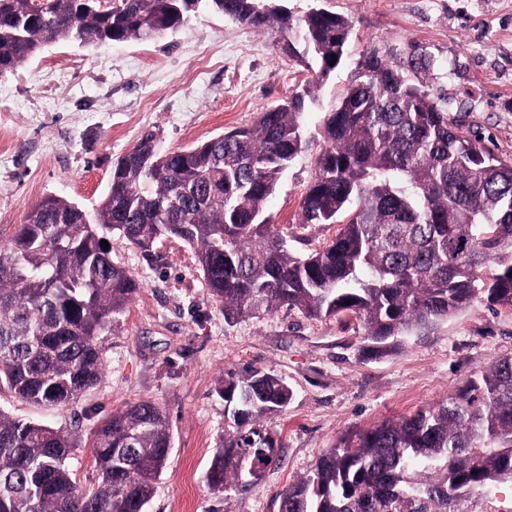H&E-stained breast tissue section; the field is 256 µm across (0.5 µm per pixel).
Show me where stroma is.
<instances>
[{
	"label": "stroma",
	"instance_id": "obj_1",
	"mask_svg": "<svg viewBox=\"0 0 512 512\" xmlns=\"http://www.w3.org/2000/svg\"><path fill=\"white\" fill-rule=\"evenodd\" d=\"M352 20L341 65L316 88L301 117L308 147L283 172L267 203L276 227H295L315 174L320 126L342 97L360 56L374 47L418 44L433 59L421 80L448 99L451 115L512 157V0H323ZM314 74L288 56L277 28L254 30L203 11L152 41L81 48L53 43L0 76V245L41 198L95 207L116 159L145 131L166 150L249 127L260 112L302 91ZM113 260L142 287L101 336L105 375L81 400L48 408L0 394V409L75 436L71 468L80 486L98 475L89 445L113 411L151 399L166 412L172 450L146 512H279L280 494L313 469L341 436L413 414L447 397L475 371L512 357V309L482 301L428 328L400 349L369 358L355 318H306L283 308L225 322L195 253L159 242L152 260L111 240ZM259 369L293 392L266 421L278 458L257 484L212 493L206 473L224 434L214 393L225 372Z\"/></svg>",
	"mask_w": 512,
	"mask_h": 512
}]
</instances>
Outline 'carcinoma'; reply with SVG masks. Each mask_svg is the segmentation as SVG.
<instances>
[{"mask_svg": "<svg viewBox=\"0 0 512 512\" xmlns=\"http://www.w3.org/2000/svg\"><path fill=\"white\" fill-rule=\"evenodd\" d=\"M207 8L298 39L288 55L318 65L309 88L262 111L231 139L163 150L144 133L112 167L97 208L47 195L0 250V393L45 407L78 402L103 375L98 337L142 283L101 241L151 255L173 237L194 249L229 322L283 306L310 318L353 315L379 356L479 299L512 308V158L448 114V99L411 75L431 57L416 44L372 48L324 122L298 228L338 225L300 252L266 203L306 143L312 87L342 62L353 25L327 9L299 17L277 0H0V74L49 43L154 40ZM351 304H345V301ZM227 429L207 485L251 486V438L292 398L284 380L252 370L215 387ZM68 433L0 410V512H144L172 448L163 409L141 400L93 431L99 481L77 485ZM512 481V359L468 378L412 415L340 440L281 495L285 512H479Z\"/></svg>", "mask_w": 512, "mask_h": 512, "instance_id": "cac0c4a2", "label": "carcinoma"}]
</instances>
